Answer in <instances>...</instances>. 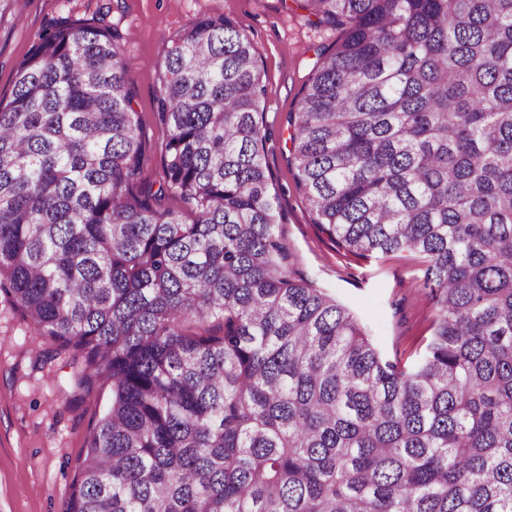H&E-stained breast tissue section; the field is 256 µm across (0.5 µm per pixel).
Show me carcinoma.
<instances>
[{"label": "carcinoma", "instance_id": "cac0c4a2", "mask_svg": "<svg viewBox=\"0 0 512 512\" xmlns=\"http://www.w3.org/2000/svg\"><path fill=\"white\" fill-rule=\"evenodd\" d=\"M292 2L339 37L288 162L345 250L424 258L426 352L294 270L233 20L167 41L154 182L112 32L64 17L0 101V297L110 388L67 512H512V0Z\"/></svg>", "mask_w": 512, "mask_h": 512}]
</instances>
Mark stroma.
I'll return each instance as SVG.
<instances>
[{"mask_svg":"<svg viewBox=\"0 0 512 512\" xmlns=\"http://www.w3.org/2000/svg\"><path fill=\"white\" fill-rule=\"evenodd\" d=\"M215 10L259 50L264 159L288 216L295 269L350 305L391 360L414 365L433 332L422 256L400 251L364 258L339 247L316 224L288 163L290 115L319 49L335 41L334 30L311 27L303 11L288 10L281 0H13L0 15V100L11 99L18 64L57 19H103L131 70L133 106L143 122V176L159 179L166 134L153 112L163 49L172 35ZM49 348L0 299V512H66L87 434L110 399L106 387L75 398L69 359L44 360Z\"/></svg>","mask_w":512,"mask_h":512,"instance_id":"35a3bbf8","label":"stroma"}]
</instances>
